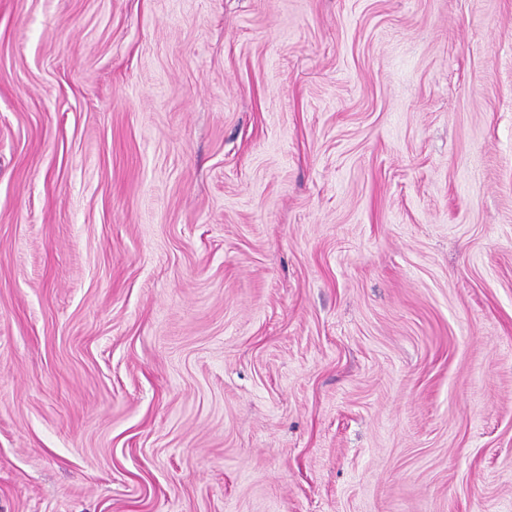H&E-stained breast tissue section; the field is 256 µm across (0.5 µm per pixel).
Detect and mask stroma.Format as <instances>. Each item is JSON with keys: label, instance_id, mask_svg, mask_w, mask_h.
<instances>
[{"label": "stroma", "instance_id": "35a3bbf8", "mask_svg": "<svg viewBox=\"0 0 512 512\" xmlns=\"http://www.w3.org/2000/svg\"><path fill=\"white\" fill-rule=\"evenodd\" d=\"M0 512H512V0H0Z\"/></svg>", "mask_w": 512, "mask_h": 512}]
</instances>
